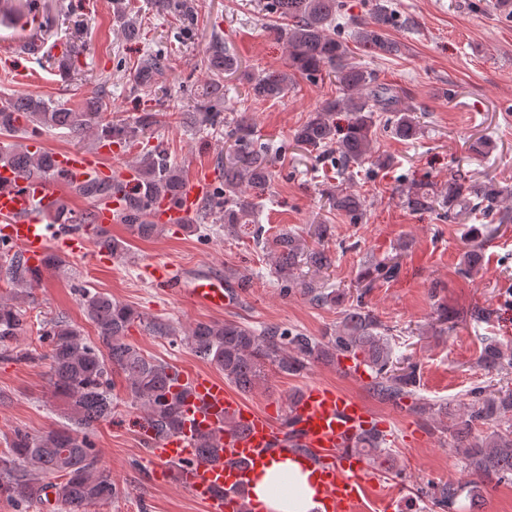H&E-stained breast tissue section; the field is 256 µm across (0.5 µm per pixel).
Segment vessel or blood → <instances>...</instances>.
Returning a JSON list of instances; mask_svg holds the SVG:
<instances>
[{
  "label": "vessel or blood",
  "mask_w": 512,
  "mask_h": 512,
  "mask_svg": "<svg viewBox=\"0 0 512 512\" xmlns=\"http://www.w3.org/2000/svg\"><path fill=\"white\" fill-rule=\"evenodd\" d=\"M54 162L59 172L75 179L112 173L99 155L84 150L55 152ZM211 185L209 175H197L177 201L156 205L155 221L188 222ZM60 195V184L30 181L0 165V237L38 272L52 248L72 258L91 255L87 239L79 232L44 223V213L55 209ZM143 275L165 292L211 312H223L234 298L233 290L217 274L186 277L171 264L151 262L144 265ZM182 382L188 391L183 426L179 433L151 443L150 458L161 467L177 464L174 480L205 512H251L250 481L277 457L306 461L321 512H362L379 483L377 470L354 450L355 440L370 418L362 402L311 384L275 417L245 405L216 375L196 372L183 376ZM202 435L213 439L220 450L219 459H198L195 440Z\"/></svg>",
  "instance_id": "1"
}]
</instances>
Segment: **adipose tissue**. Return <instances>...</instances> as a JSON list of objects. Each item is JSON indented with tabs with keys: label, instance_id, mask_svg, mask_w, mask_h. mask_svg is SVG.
Here are the masks:
<instances>
[{
	"label": "adipose tissue",
	"instance_id": "ef3b65f1",
	"mask_svg": "<svg viewBox=\"0 0 512 512\" xmlns=\"http://www.w3.org/2000/svg\"><path fill=\"white\" fill-rule=\"evenodd\" d=\"M315 494L309 471L291 459L271 463L251 485L252 498L263 504L266 512H314Z\"/></svg>",
	"mask_w": 512,
	"mask_h": 512
}]
</instances>
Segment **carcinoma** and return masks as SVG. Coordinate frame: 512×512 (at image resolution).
<instances>
[{"label":"carcinoma","instance_id":"cac0c4a2","mask_svg":"<svg viewBox=\"0 0 512 512\" xmlns=\"http://www.w3.org/2000/svg\"><path fill=\"white\" fill-rule=\"evenodd\" d=\"M153 5L158 12H175L188 19L196 12L192 0H153ZM11 9L17 18L30 22L38 6L36 0H17ZM342 10L343 0H268L265 3V11L286 21L276 32L287 45L288 68L307 76L328 71L334 74L340 90L339 96L326 101L294 130L293 141L317 152L322 160L334 161L335 167L344 172L373 157L375 113H393L391 128L401 140L417 139L422 126L414 116L415 109L404 105L398 92L379 83L372 71L350 60L351 41L374 57L397 55L400 45L388 37V29L399 25L408 27L413 21L399 18L389 5L378 3L370 19L357 24L346 39L337 32L336 25ZM112 11L124 37H138L140 26L130 18L129 4L112 0ZM87 50L88 43L78 29L54 65L62 74L73 75L78 71L79 58ZM207 62L208 69L218 78L239 70L232 48L217 36L211 41ZM169 69L167 58L149 50L138 63L135 83L142 88L161 84ZM290 80L291 75L286 71L263 69L248 77L247 96L253 102L278 99L288 90ZM218 91L219 83L209 84L194 110L181 115L186 131L197 132L224 123L220 109L214 104ZM337 112L349 114L340 137L333 119ZM159 116L158 112H146L134 122L114 120L107 117L95 97L76 105L53 104L33 96L1 100L0 139L6 144L0 146V163L14 167L25 179L58 178L53 153L44 149L34 156L23 143L27 137H37L52 129H63L79 142L90 138L92 149L101 142L140 144L142 150L130 165L136 190L124 194L118 220L131 233L150 238L160 230V225L151 219L155 199L165 196L174 201L186 185L182 168L171 160L168 143L153 135V127L160 123ZM251 120L246 111L231 119L234 127L230 137L234 138V144L224 154L221 181L204 201V210L218 213L219 228L231 237L240 236L247 226L258 223L252 192L267 188L280 152L277 147L255 142ZM121 190V181L100 176L73 182L68 188L70 195L101 205L109 204ZM499 193L490 184L469 183L460 174L448 178V184L438 192L424 183L406 187L407 204L415 210L432 209L438 204L450 211L477 210L486 217L500 211ZM327 201L330 209L352 220L362 214V200L352 191L331 190ZM50 218L51 223L74 230L93 228L95 247L114 258H122L129 251L126 240L94 224L92 213L75 210L67 200L62 201ZM252 238L272 255L284 292L299 288L318 306L342 303L343 294L327 290L319 280L320 273L335 263L330 252L323 248L310 249L288 231L266 239L257 227L252 231ZM302 266L308 268L307 279L296 274ZM398 270V257H388L370 264L360 273V278L368 288L377 279L395 277ZM0 279L9 285L7 294L0 295V355L18 360L48 359L50 384L69 405L68 423L59 429L41 434L22 429L13 431L9 454L0 455V495L29 507L42 502L45 491L51 488L62 512H87L88 506L112 501L120 494L111 471L100 464L88 433L93 425L112 418L113 374L123 375L131 406L141 411L156 440L176 434L182 428L184 391L179 384V370L126 341L128 329L139 319L137 312L88 288L81 290V305L98 342L86 337L80 327L58 317L50 320L40 335L46 353L40 354L35 349L11 352L10 345L23 330V314L17 300L37 281V275L24 265L13 246L1 238ZM436 312L442 325L452 324L461 316L477 323L489 316L480 306L450 314L440 305ZM341 315L333 333L320 338L277 325L258 332L244 324L226 321L198 322L184 331L168 322L155 321L149 324V331L187 347L214 365L242 393L251 391L260 382L268 365L288 375L302 371L311 361L333 364L344 355L358 356L375 372L374 395L395 407L403 406L406 399L415 396L417 365L393 367L385 325L361 304L344 308ZM477 364L488 374L499 373L512 368V355L491 341L485 344ZM410 408L431 411L446 420L454 448L464 457L472 476L463 484H437L432 491L421 492L431 507L452 512L462 494L474 500L489 488L512 480V389L491 393L476 386L469 391L468 400L457 406L448 403L427 406L415 401ZM486 425L492 428L490 433H476L477 428ZM383 441V435L370 429L358 437L355 449L381 470L390 472L394 469V458L382 448ZM49 475L57 482L47 481Z\"/></svg>","mask_w":512,"mask_h":512}]
</instances>
